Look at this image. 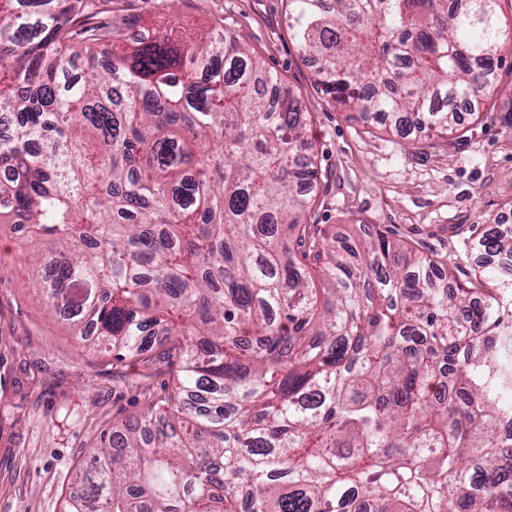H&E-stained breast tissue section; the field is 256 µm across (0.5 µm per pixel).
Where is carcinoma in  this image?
Wrapping results in <instances>:
<instances>
[{"label":"carcinoma","mask_w":512,"mask_h":512,"mask_svg":"<svg viewBox=\"0 0 512 512\" xmlns=\"http://www.w3.org/2000/svg\"><path fill=\"white\" fill-rule=\"evenodd\" d=\"M503 0H288L336 107L479 119ZM100 0H0V223L50 314L175 386L112 427L63 512H512V228L471 286L388 237L319 239L293 90L226 30L116 51ZM81 75L71 76L75 67Z\"/></svg>","instance_id":"obj_1"}]
</instances>
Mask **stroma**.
<instances>
[{"label":"stroma","instance_id":"1","mask_svg":"<svg viewBox=\"0 0 512 512\" xmlns=\"http://www.w3.org/2000/svg\"><path fill=\"white\" fill-rule=\"evenodd\" d=\"M133 29L205 37L227 27L295 89L308 119L319 178L310 221L325 237L380 230L448 262L468 283L482 261L476 233L512 212V56L498 70L488 118L461 116L459 133H389L336 109L288 29L287 0H111ZM32 248L0 224V512H62L72 472L112 424L144 409L172 380L166 362L113 365L52 320L20 266Z\"/></svg>","mask_w":512,"mask_h":512}]
</instances>
